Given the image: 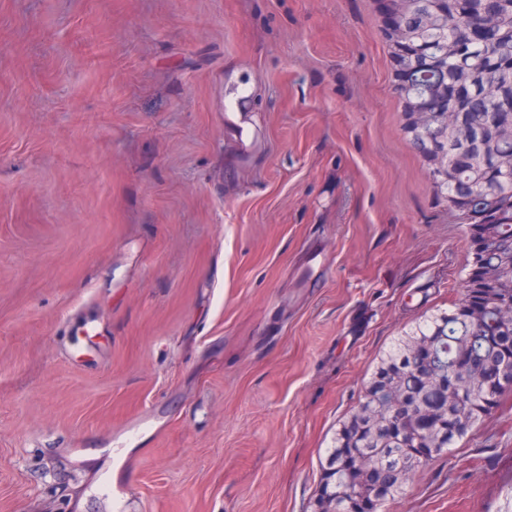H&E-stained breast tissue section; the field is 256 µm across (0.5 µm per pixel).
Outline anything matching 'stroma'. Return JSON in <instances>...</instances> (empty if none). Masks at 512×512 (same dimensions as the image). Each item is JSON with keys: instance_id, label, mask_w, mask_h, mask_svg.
Wrapping results in <instances>:
<instances>
[{"instance_id": "obj_1", "label": "stroma", "mask_w": 512, "mask_h": 512, "mask_svg": "<svg viewBox=\"0 0 512 512\" xmlns=\"http://www.w3.org/2000/svg\"><path fill=\"white\" fill-rule=\"evenodd\" d=\"M404 124L374 0H0V512H313L473 260ZM388 512H512V393Z\"/></svg>"}]
</instances>
